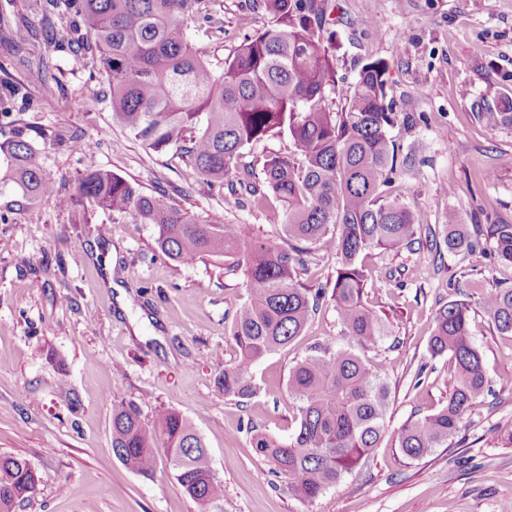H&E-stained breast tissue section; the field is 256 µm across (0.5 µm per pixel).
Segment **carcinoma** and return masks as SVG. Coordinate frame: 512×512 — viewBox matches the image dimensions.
I'll return each instance as SVG.
<instances>
[{
  "label": "carcinoma",
  "mask_w": 512,
  "mask_h": 512,
  "mask_svg": "<svg viewBox=\"0 0 512 512\" xmlns=\"http://www.w3.org/2000/svg\"><path fill=\"white\" fill-rule=\"evenodd\" d=\"M326 0H261L266 27L247 37L236 54L214 67L190 42L188 22L224 31L209 0H31L48 28L65 23L69 37H49L46 49L78 57L90 75L105 76L112 117L154 151L174 150L208 187L224 188L246 146L288 134L294 152L264 160L258 183L247 171L230 186L260 205L271 192L285 209L288 246L259 244L251 228L200 223L160 193L147 196L122 176L87 164L72 190L57 192L46 177L26 128L0 140V168L31 199L54 195L74 221L95 209L112 210L158 229L165 258L189 264L203 255L237 257L247 299L237 308L229 335L239 350L218 384L224 395H253L252 365L295 340L324 288L302 280L308 272L304 243L339 241L340 265L330 300L347 335L361 347L376 345L388 328L363 303L366 250H410L420 242L415 215L383 186L396 171L399 147L391 136L394 112L387 103L388 62L361 65L339 110L336 47L326 34ZM17 84L0 79V115L10 113ZM512 265V224L486 225L472 236L448 212L443 243L452 253L486 250ZM479 304L497 331L512 336V288H486ZM470 304L453 299L435 315L431 356L448 355L455 375L448 400L432 414L401 428L402 457L417 460L453 441L465 418L490 391L486 364L472 341ZM288 394L298 403L295 433L286 440L254 436V447L271 472L288 478V491L304 501L318 498L377 447L385 430L389 387L356 354L317 348L289 371ZM112 452L134 473L154 478L158 459L201 509L224 498L203 438L188 418L161 409L151 423L133 402H112ZM39 477L28 460L0 453V512L32 498Z\"/></svg>",
  "instance_id": "1"
}]
</instances>
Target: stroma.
Here are the masks:
<instances>
[{
    "label": "stroma",
    "mask_w": 512,
    "mask_h": 512,
    "mask_svg": "<svg viewBox=\"0 0 512 512\" xmlns=\"http://www.w3.org/2000/svg\"><path fill=\"white\" fill-rule=\"evenodd\" d=\"M223 31L189 26L210 64L222 65L265 18L254 0H211ZM26 20L34 37L15 45ZM336 41L339 89L358 63L388 62L391 130L409 163H398L392 194L414 213L421 237L441 231L449 212L466 224H512V127L497 118L512 92V0H327ZM47 68L61 87L44 91L33 75ZM21 83L14 112L36 139L46 175L70 189L87 163L112 170L146 195L166 194L183 213L212 224L250 225L259 242L284 238V210L239 204L229 191L201 184L174 151L156 152L112 118L109 100L88 105L89 72L70 55H46L43 25L28 0H0V74ZM334 97L333 108L343 99ZM94 145L93 157L68 140ZM154 225L97 210L74 223L55 199L30 201L0 184V452L26 458L39 484L15 512H200L165 465L153 479L112 452V401L137 403L144 421L157 410L186 416L204 439L224 498L209 512H512V336L500 335L481 310V289L512 287V266L487 255H454L428 246L361 256L367 302L388 317L390 336L358 355L390 389L377 448L319 498L305 502L288 479L268 473L254 433L288 438L297 407L287 390L292 366L316 346L344 345L330 299L304 332L257 361L253 395L224 396L218 379L235 362L228 336L246 297L243 273L202 256L184 265L164 258ZM474 272L468 288L472 337L494 394L469 415L450 447L405 460L398 434L413 416L444 404L454 365L432 357L437 310L452 300L449 280Z\"/></svg>",
    "instance_id": "obj_1"
}]
</instances>
